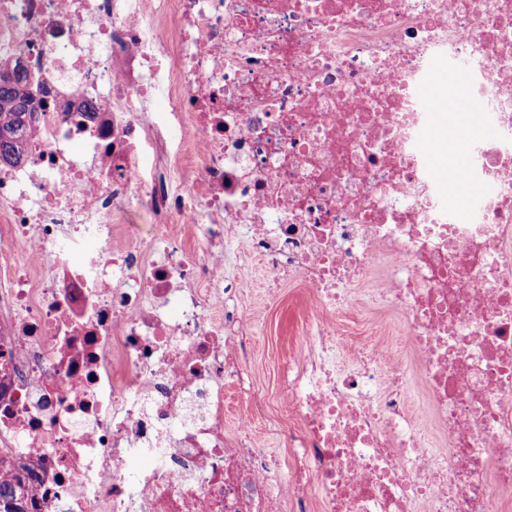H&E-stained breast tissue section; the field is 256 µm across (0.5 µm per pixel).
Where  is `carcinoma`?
<instances>
[{
    "label": "carcinoma",
    "instance_id": "1",
    "mask_svg": "<svg viewBox=\"0 0 512 512\" xmlns=\"http://www.w3.org/2000/svg\"><path fill=\"white\" fill-rule=\"evenodd\" d=\"M13 73L12 84L0 87V165H13L22 159L27 126L34 119L29 77L17 66Z\"/></svg>",
    "mask_w": 512,
    "mask_h": 512
}]
</instances>
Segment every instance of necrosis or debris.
<instances>
[{"label":"necrosis or debris","mask_w":512,"mask_h":512,"mask_svg":"<svg viewBox=\"0 0 512 512\" xmlns=\"http://www.w3.org/2000/svg\"><path fill=\"white\" fill-rule=\"evenodd\" d=\"M446 61L489 116L452 196L423 106ZM1 64L36 107L0 168L23 512H512V0H0ZM229 224L268 294L312 298L289 459L225 424V385L254 394V317L216 306ZM365 285L412 359L337 336Z\"/></svg>","instance_id":"1"}]
</instances>
